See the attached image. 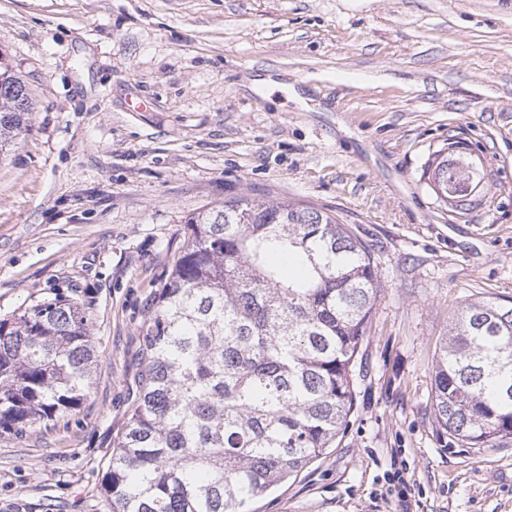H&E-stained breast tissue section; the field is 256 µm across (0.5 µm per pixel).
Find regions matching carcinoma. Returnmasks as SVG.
Masks as SVG:
<instances>
[{
  "label": "carcinoma",
  "instance_id": "carcinoma-1",
  "mask_svg": "<svg viewBox=\"0 0 512 512\" xmlns=\"http://www.w3.org/2000/svg\"><path fill=\"white\" fill-rule=\"evenodd\" d=\"M33 103L0 55V154ZM464 160L438 155L437 197ZM157 293L133 409L112 451V512H245L349 426L353 367L380 288L371 248L321 209L232 198L188 220ZM302 258L299 278L276 255ZM98 367L80 306L57 297L0 319V430L78 408ZM432 410L467 448L512 439V301L464 303L438 348Z\"/></svg>",
  "mask_w": 512,
  "mask_h": 512
}]
</instances>
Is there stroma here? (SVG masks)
<instances>
[{
    "label": "stroma",
    "instance_id": "1",
    "mask_svg": "<svg viewBox=\"0 0 512 512\" xmlns=\"http://www.w3.org/2000/svg\"><path fill=\"white\" fill-rule=\"evenodd\" d=\"M34 112L0 156V319L63 296L100 365L83 404L0 434V507L112 512L154 296L224 199L337 215L380 283L350 426L246 512H512V439L442 444L437 347L461 303L512 299V0H0ZM480 171L453 211L424 171ZM411 497H379L394 454Z\"/></svg>",
    "mask_w": 512,
    "mask_h": 512
}]
</instances>
